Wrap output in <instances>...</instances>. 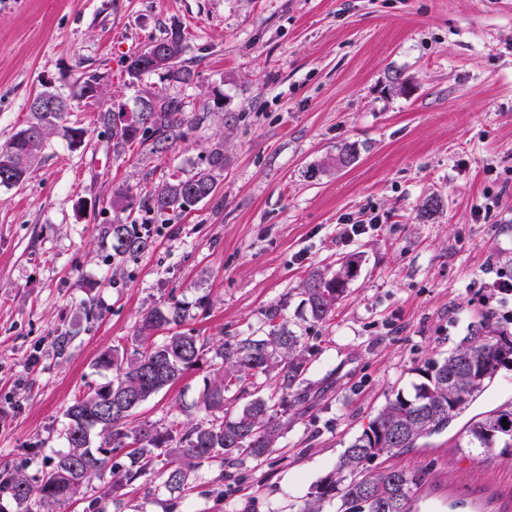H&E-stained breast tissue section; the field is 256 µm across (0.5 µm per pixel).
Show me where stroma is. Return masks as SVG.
Listing matches in <instances>:
<instances>
[{
    "instance_id": "1",
    "label": "stroma",
    "mask_w": 512,
    "mask_h": 512,
    "mask_svg": "<svg viewBox=\"0 0 512 512\" xmlns=\"http://www.w3.org/2000/svg\"><path fill=\"white\" fill-rule=\"evenodd\" d=\"M172 25L200 72L178 93L201 121L165 154L137 142L114 153L97 115L161 89L155 75L129 85L124 61ZM85 71L104 76L102 98L74 99ZM46 89L71 99L68 125L24 183L0 187V474L41 476L65 448L75 395L112 380L98 356L133 355L147 311L180 306L182 331L206 347L136 423L189 407L203 418L213 344L260 333L271 313L309 347L310 399L263 462L228 478L206 466L174 494L155 474L117 506L96 480L59 512H296L387 399L411 392L417 367L484 313L512 330V0H0V146ZM72 127L85 129L81 142ZM219 139L214 193L179 214L133 211L130 229L152 247L114 256L101 239L113 186L147 194L192 176ZM346 143L356 162L328 167ZM373 217L342 243L344 224ZM352 254L361 265L348 296L312 322L302 281ZM511 399L509 368L442 431L366 467L421 470L423 498L449 477L453 512H497L512 501V455L455 442L471 417Z\"/></svg>"
}]
</instances>
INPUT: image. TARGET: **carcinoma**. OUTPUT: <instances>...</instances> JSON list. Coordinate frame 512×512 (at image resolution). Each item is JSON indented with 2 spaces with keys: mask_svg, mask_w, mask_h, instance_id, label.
I'll list each match as a JSON object with an SVG mask.
<instances>
[{
  "mask_svg": "<svg viewBox=\"0 0 512 512\" xmlns=\"http://www.w3.org/2000/svg\"><path fill=\"white\" fill-rule=\"evenodd\" d=\"M160 41L172 47L173 61L164 67L146 68L141 66L145 53L131 55L125 65L129 82L136 84L146 75L157 74L170 86L193 84L199 72L195 62L183 58L186 45L181 27L165 29ZM149 95L147 110L133 113L130 121L109 108L99 112L98 122L110 130L114 151L138 141L149 142L151 151L160 152L187 139L199 123L200 117L190 115L179 96L162 90ZM69 108L61 97L50 106L45 104L44 93L33 97L27 125L0 147V186L12 187L25 179L47 138L67 121ZM222 169L224 140L219 139L209 149L207 166L189 178H178L155 189L148 199V210L177 213L189 203L208 198L215 189L214 173ZM136 199L131 188L118 187L112 192V208L131 211ZM101 234L120 257L134 258L151 245L148 237L131 231L119 219L103 227ZM359 263V257L353 255L334 270L317 268L308 274L301 294L313 321L323 323L335 312L348 292L346 284L336 278L355 277ZM276 317L272 314L269 328L257 336H231L216 345L215 357L221 366L200 401L209 419L189 418L161 427L151 422L131 426L128 418L132 411L180 380L199 361L205 347L198 337L185 332L154 339L158 329L182 322L179 306L144 313L136 334L142 350L128 360L119 357L117 348L100 354L96 365L112 369L116 380L76 397L67 407V451L51 459L34 484L21 474L14 475L9 486L15 500L60 507L80 495L92 480L103 479L106 460L90 449V435L95 430L105 444L130 449V467H112L105 486L104 494L115 502L125 486L154 473L160 463L164 487L172 493L192 483L202 467L215 459L231 466L262 461L288 424V409L307 400L303 388L307 346L288 322H274ZM507 362L512 363V331L486 314L446 357L417 369L420 380L413 384V393L399 391L387 402L351 441L335 470L316 485L298 512H323L326 505L336 507L335 512H413L422 471L391 466L364 472V462L374 450L396 457L420 437L443 429ZM262 376L276 378L270 394L238 406L246 393L245 383L253 385ZM498 446L512 448V406L489 411L474 421L463 444L465 448L487 450Z\"/></svg>",
  "mask_w": 512,
  "mask_h": 512,
  "instance_id": "obj_1",
  "label": "carcinoma"
}]
</instances>
